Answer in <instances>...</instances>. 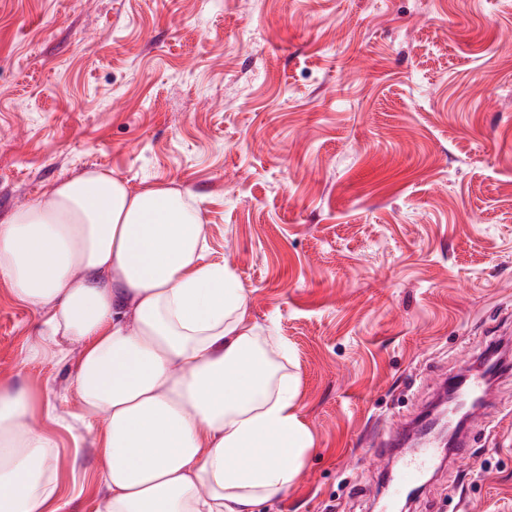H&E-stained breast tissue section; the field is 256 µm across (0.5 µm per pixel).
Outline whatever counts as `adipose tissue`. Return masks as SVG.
Here are the masks:
<instances>
[{"mask_svg": "<svg viewBox=\"0 0 512 512\" xmlns=\"http://www.w3.org/2000/svg\"><path fill=\"white\" fill-rule=\"evenodd\" d=\"M0 278L47 314L31 356L50 339L81 346L69 434L78 445L102 424L104 512H255L294 484L313 439L288 344L207 260L189 192L83 170L0 223ZM35 410L29 390L0 385V512H74Z\"/></svg>", "mask_w": 512, "mask_h": 512, "instance_id": "adipose-tissue-1", "label": "adipose tissue"}]
</instances>
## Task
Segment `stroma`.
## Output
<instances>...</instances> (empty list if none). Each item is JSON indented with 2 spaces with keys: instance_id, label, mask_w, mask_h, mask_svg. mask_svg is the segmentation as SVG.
<instances>
[{
  "instance_id": "1",
  "label": "stroma",
  "mask_w": 512,
  "mask_h": 512,
  "mask_svg": "<svg viewBox=\"0 0 512 512\" xmlns=\"http://www.w3.org/2000/svg\"><path fill=\"white\" fill-rule=\"evenodd\" d=\"M512 0H0V221L97 168L170 183L291 350L314 446L259 512H378L367 434L512 340ZM0 280V382L77 423L80 346ZM406 512H512V374ZM62 498L101 512L97 452Z\"/></svg>"
}]
</instances>
